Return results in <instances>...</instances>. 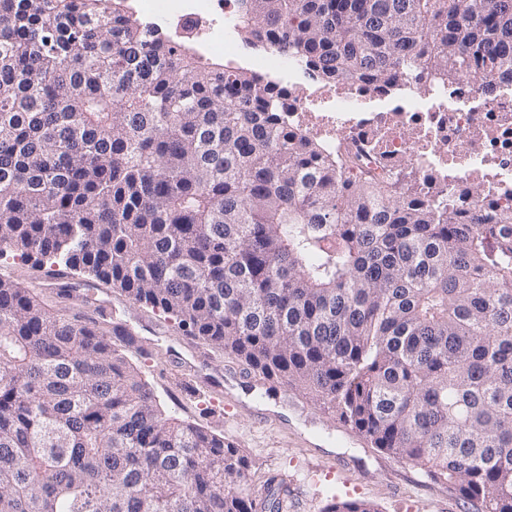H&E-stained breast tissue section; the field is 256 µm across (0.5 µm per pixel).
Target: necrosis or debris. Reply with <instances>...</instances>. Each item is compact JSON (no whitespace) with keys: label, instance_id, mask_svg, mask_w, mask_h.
<instances>
[{"label":"necrosis or debris","instance_id":"necrosis-or-debris-1","mask_svg":"<svg viewBox=\"0 0 512 512\" xmlns=\"http://www.w3.org/2000/svg\"><path fill=\"white\" fill-rule=\"evenodd\" d=\"M161 36L192 40L235 64L241 47L237 0H132ZM256 65L280 73L283 118L328 155H369L380 176L412 168L426 186L479 213L512 212V82L465 76L410 85L402 97L359 82H301L281 53Z\"/></svg>","mask_w":512,"mask_h":512}]
</instances>
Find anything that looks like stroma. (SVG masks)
<instances>
[{
    "label": "stroma",
    "mask_w": 512,
    "mask_h": 512,
    "mask_svg": "<svg viewBox=\"0 0 512 512\" xmlns=\"http://www.w3.org/2000/svg\"><path fill=\"white\" fill-rule=\"evenodd\" d=\"M0 277L28 288L52 311L74 317L93 312L104 294H111L115 315L100 317L101 327L113 320L159 325L160 334L140 332L144 355L135 362L154 388L163 410L177 418H193L224 434L249 458L256 482L274 476L288 484L287 512H323L331 494L375 502L380 512H464L455 491L434 482L411 465L371 448L344 421L296 391L278 387L268 396L262 380L225 389L231 409L212 401L209 382L224 377L233 361L179 329L162 313L132 303L120 291L95 280L79 282L81 301L61 294L54 279L31 265L0 260Z\"/></svg>",
    "instance_id": "35a3bbf8"
}]
</instances>
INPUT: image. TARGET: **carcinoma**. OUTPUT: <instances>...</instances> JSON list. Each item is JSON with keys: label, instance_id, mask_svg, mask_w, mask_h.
I'll use <instances>...</instances> for the list:
<instances>
[{"label": "carcinoma", "instance_id": "cac0c4a2", "mask_svg": "<svg viewBox=\"0 0 512 512\" xmlns=\"http://www.w3.org/2000/svg\"><path fill=\"white\" fill-rule=\"evenodd\" d=\"M246 45L375 91L512 71V0H237ZM127 0H0V258L91 277L512 512V213L481 224L281 120ZM137 338L0 278V512H281L169 416ZM325 512H379L335 496Z\"/></svg>", "mask_w": 512, "mask_h": 512}]
</instances>
